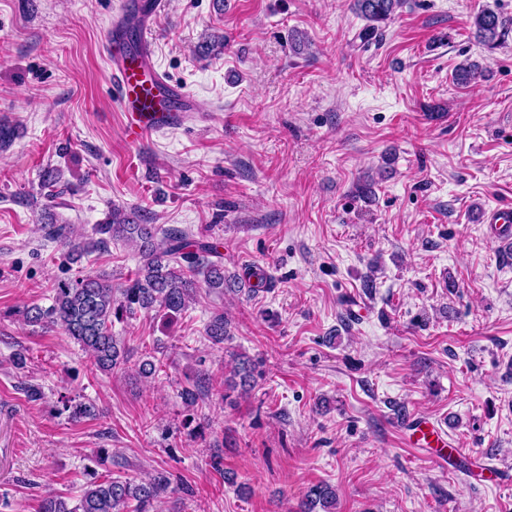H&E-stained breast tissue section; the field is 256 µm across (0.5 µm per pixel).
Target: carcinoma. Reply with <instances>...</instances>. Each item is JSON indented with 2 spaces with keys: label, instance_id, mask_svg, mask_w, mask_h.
<instances>
[{
  "label": "carcinoma",
  "instance_id": "obj_1",
  "mask_svg": "<svg viewBox=\"0 0 512 512\" xmlns=\"http://www.w3.org/2000/svg\"><path fill=\"white\" fill-rule=\"evenodd\" d=\"M405 0H353V10L367 21L364 35L370 36L402 8ZM507 21L487 7L473 21L472 34L481 45L493 49L505 37ZM143 224L138 215L112 209L108 221L98 224L94 234L80 242L72 240L73 229L65 224H49L48 238L60 241L73 262L106 249L114 240H123L137 249L139 264L133 279L122 288L112 287L108 279L86 275L55 284L53 303L47 307L27 305L17 316L27 326L41 329L59 328L82 349L89 352L95 367L110 372L130 361L126 344L112 334L113 320L131 318L139 312L163 311L179 314L196 300L197 286L202 283L210 293L224 294V262L217 258L218 246L204 237L173 227L162 230ZM205 334L214 346L230 338V326L224 312L217 310L205 326ZM256 364L237 357L234 368L238 380L231 389L248 392L254 384ZM215 391L210 377H202L184 387L181 398L186 408L194 407L199 398ZM190 492L177 476L165 469H155L143 478H96L88 483L75 501L60 495L43 497L37 512H157L164 500L178 493ZM336 496L326 483L311 486L301 512H332Z\"/></svg>",
  "mask_w": 512,
  "mask_h": 512
}]
</instances>
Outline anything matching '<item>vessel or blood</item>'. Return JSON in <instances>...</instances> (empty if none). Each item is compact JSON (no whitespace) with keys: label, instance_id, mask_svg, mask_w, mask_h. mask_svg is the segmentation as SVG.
<instances>
[{"label":"vessel or blood","instance_id":"obj_1","mask_svg":"<svg viewBox=\"0 0 512 512\" xmlns=\"http://www.w3.org/2000/svg\"><path fill=\"white\" fill-rule=\"evenodd\" d=\"M163 0H149L138 12V42L128 46L117 27H109L103 44L112 77L115 104L125 117V136L140 142L155 133L176 129L197 109L194 96L170 83L151 54L156 16ZM482 223L494 226L493 237L501 245L512 244V210L500 208L481 215ZM404 430L411 448L435 466L463 474L472 485L499 486L512 481V469L489 463L481 454L453 445L446 430L424 416L412 417Z\"/></svg>","mask_w":512,"mask_h":512}]
</instances>
